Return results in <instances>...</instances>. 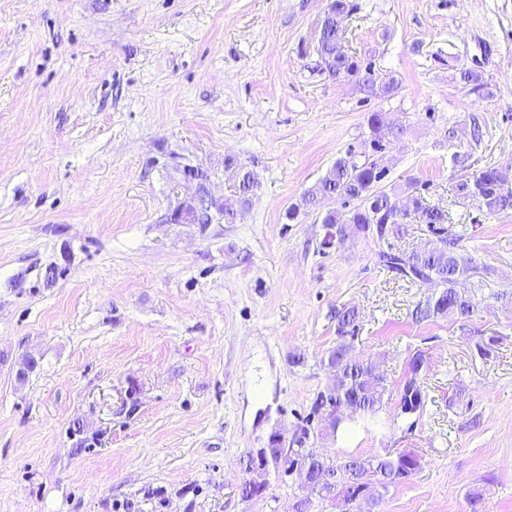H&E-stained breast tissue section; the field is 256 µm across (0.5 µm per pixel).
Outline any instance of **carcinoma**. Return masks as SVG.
<instances>
[{
    "instance_id": "carcinoma-1",
    "label": "carcinoma",
    "mask_w": 512,
    "mask_h": 512,
    "mask_svg": "<svg viewBox=\"0 0 512 512\" xmlns=\"http://www.w3.org/2000/svg\"><path fill=\"white\" fill-rule=\"evenodd\" d=\"M334 13L321 24L317 43V54L321 61L335 68L336 77H358L363 91L371 95H392L399 82L387 76L377 82L371 70L360 75L358 61L345 49L343 17L354 10L350 0H332ZM371 153L358 163L347 158H339L307 193L308 202L321 204L325 200H340L350 209H329L319 217L327 232L341 238L361 236L378 242L391 238H402L407 233L403 217L411 213L418 224H425L435 235L428 248L412 251H395L392 245L375 253L376 263L381 269L399 272L398 266H407L416 272L411 283L429 284L434 287L431 296L418 302L413 311L415 322H428L435 318L452 317L466 329L467 322L477 308L469 291L460 280L462 267L468 272H477L478 266L458 252L460 237L448 234V213L430 206L421 196L408 195L407 210L400 212L395 207L397 194L387 192L383 182L389 172L381 133L380 115L371 112L367 115ZM458 198L478 204L479 210L488 216L507 215L512 212V193L504 194L500 188L499 171L486 167L460 177L454 185ZM492 271L485 267L480 280L471 283L472 290H490V297L499 300L507 293L492 290ZM336 347L330 350L324 364L336 371V395L330 402L336 408L338 419L329 430L332 436L338 435L342 424L365 422L374 417L384 404L388 387L383 376L375 372L370 361L349 358L346 352L350 347L347 339L354 338L357 330L358 313L355 309L343 307L336 310ZM302 457L309 462L312 472L337 475L336 483L325 484L314 493L307 494L297 501L296 512H311L313 500L319 502L339 501L346 506L356 503L370 508L375 504L377 489L384 491L412 476L420 467V459L414 455L410 462L404 457L365 456L329 459L317 455L310 449L302 451Z\"/></svg>"
}]
</instances>
